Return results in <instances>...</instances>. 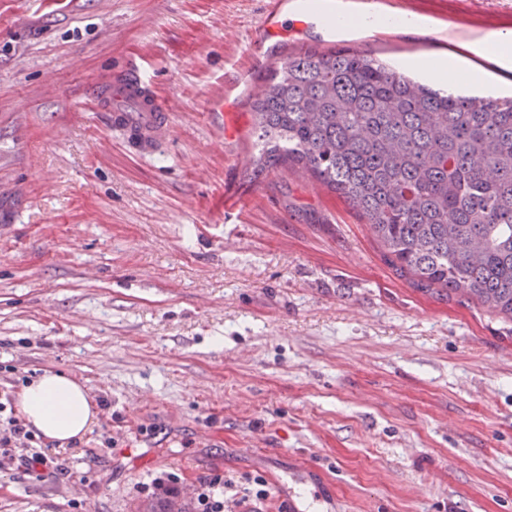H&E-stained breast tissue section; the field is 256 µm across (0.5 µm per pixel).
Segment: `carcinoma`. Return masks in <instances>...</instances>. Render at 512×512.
I'll return each instance as SVG.
<instances>
[{"instance_id": "carcinoma-1", "label": "carcinoma", "mask_w": 512, "mask_h": 512, "mask_svg": "<svg viewBox=\"0 0 512 512\" xmlns=\"http://www.w3.org/2000/svg\"><path fill=\"white\" fill-rule=\"evenodd\" d=\"M255 173L298 166L362 212L396 272L512 324V98L434 90L307 49L253 104ZM144 512H187L171 491Z\"/></svg>"}]
</instances>
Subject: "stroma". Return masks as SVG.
Listing matches in <instances>:
<instances>
[{
	"label": "stroma",
	"instance_id": "obj_1",
	"mask_svg": "<svg viewBox=\"0 0 512 512\" xmlns=\"http://www.w3.org/2000/svg\"><path fill=\"white\" fill-rule=\"evenodd\" d=\"M263 6L0 0V402L61 370L100 410L49 444L64 475L0 456V512H137L215 476L227 512H512V334L396 274L310 175L254 171ZM401 7L512 28V0ZM450 49L367 46L400 71ZM130 59L172 108L148 149L90 101Z\"/></svg>",
	"mask_w": 512,
	"mask_h": 512
}]
</instances>
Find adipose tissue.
I'll return each instance as SVG.
<instances>
[{"instance_id": "1", "label": "adipose tissue", "mask_w": 512, "mask_h": 512, "mask_svg": "<svg viewBox=\"0 0 512 512\" xmlns=\"http://www.w3.org/2000/svg\"><path fill=\"white\" fill-rule=\"evenodd\" d=\"M450 43L466 49L481 62L464 67L461 57L448 55H418L413 65L428 79L447 83L460 76L469 83H488L490 74L485 62H492L502 70L512 69V29L492 31L453 30ZM18 410L27 429L45 440L65 446L91 433L99 419V412L91 389L86 382L65 372L46 371L28 381L18 394Z\"/></svg>"}]
</instances>
